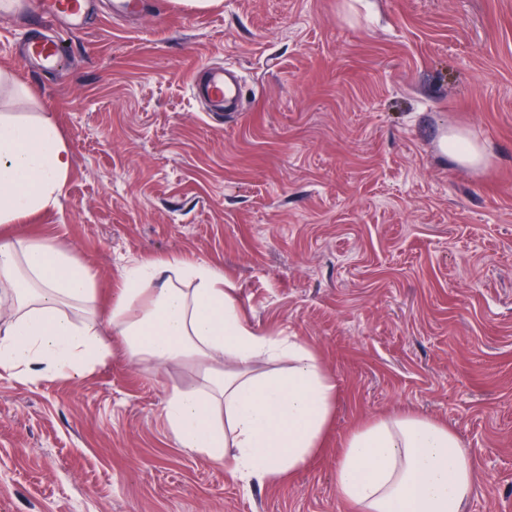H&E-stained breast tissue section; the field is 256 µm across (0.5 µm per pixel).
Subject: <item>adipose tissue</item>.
<instances>
[{
    "label": "adipose tissue",
    "mask_w": 512,
    "mask_h": 512,
    "mask_svg": "<svg viewBox=\"0 0 512 512\" xmlns=\"http://www.w3.org/2000/svg\"><path fill=\"white\" fill-rule=\"evenodd\" d=\"M72 164L47 116L0 115V224L56 202ZM93 276L46 240L0 237V370L73 379L107 359L92 313ZM85 319H78V312ZM107 323L132 362L191 363L202 390L172 388L165 418L179 447L231 475L274 483L321 446L336 384L314 352L259 334L212 264L178 259L134 265ZM348 512H467L481 477L458 435L414 413L386 416L345 440L333 475Z\"/></svg>",
    "instance_id": "obj_1"
}]
</instances>
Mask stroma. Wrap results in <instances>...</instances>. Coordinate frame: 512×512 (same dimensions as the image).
I'll list each match as a JSON object with an SVG mask.
<instances>
[{"mask_svg":"<svg viewBox=\"0 0 512 512\" xmlns=\"http://www.w3.org/2000/svg\"><path fill=\"white\" fill-rule=\"evenodd\" d=\"M112 2L44 21L68 47L50 74L0 14V113L50 116L72 158L57 201L0 230L88 267L103 320L133 263L216 265L253 327L317 353L336 414L294 476L248 485L167 427L192 364L116 339L79 378L0 371V512H346L342 440L401 411L457 433L468 512H512V0ZM207 62L240 72L242 111L193 95ZM442 128L487 163L437 152Z\"/></svg>","mask_w":512,"mask_h":512,"instance_id":"stroma-1","label":"stroma"}]
</instances>
